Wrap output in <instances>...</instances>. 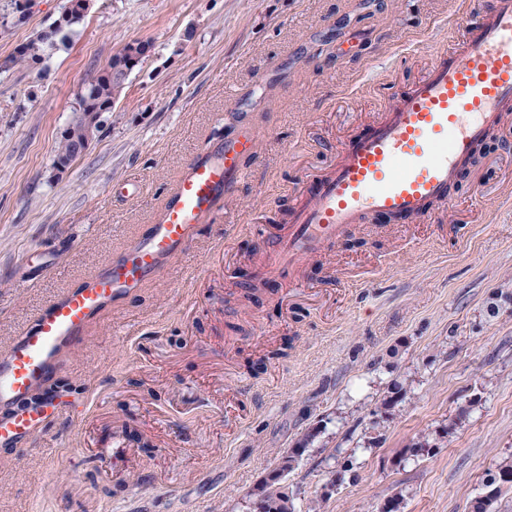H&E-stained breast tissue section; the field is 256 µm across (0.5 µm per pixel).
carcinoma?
<instances>
[{"label":"carcinoma","instance_id":"cac0c4a2","mask_svg":"<svg viewBox=\"0 0 512 512\" xmlns=\"http://www.w3.org/2000/svg\"><path fill=\"white\" fill-rule=\"evenodd\" d=\"M74 24L69 20L49 31L39 33L22 46L21 51L10 59L13 65H29L45 60L57 41L68 38L66 28ZM126 77H113L104 72L93 76L81 88L79 110L64 130L58 142L54 163L64 165L75 158L78 145L90 141L94 131L100 128L102 117L112 111L119 98ZM309 439L281 458L279 465L271 470L260 482L254 501V512H294L288 493L282 483L288 473L294 470L298 458L306 449ZM512 489V460L501 462L496 470L488 472L482 480V492L470 502V512H495V506L502 494Z\"/></svg>","mask_w":512,"mask_h":512}]
</instances>
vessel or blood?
<instances>
[{"label":"vessel or blood","mask_w":512,"mask_h":512,"mask_svg":"<svg viewBox=\"0 0 512 512\" xmlns=\"http://www.w3.org/2000/svg\"><path fill=\"white\" fill-rule=\"evenodd\" d=\"M468 38L452 57L400 96L369 134L341 148L330 175L301 193L295 224L274 241L270 273L285 274L333 246L372 213L432 221L476 146L512 115V0H464ZM249 135L225 139L182 174L153 224L88 282L50 302L0 350V446H15L64 413L60 402L30 407L88 325L112 304L157 280L196 237L218 199L230 198L255 153Z\"/></svg>","instance_id":"obj_1"}]
</instances>
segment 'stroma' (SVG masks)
<instances>
[{
  "instance_id": "35a3bbf8",
  "label": "stroma",
  "mask_w": 512,
  "mask_h": 512,
  "mask_svg": "<svg viewBox=\"0 0 512 512\" xmlns=\"http://www.w3.org/2000/svg\"><path fill=\"white\" fill-rule=\"evenodd\" d=\"M31 2L0 0V63L65 0ZM466 27L457 0H92L43 63L0 70V349L152 223L200 152L257 140L230 203L38 388L88 408L0 447V512H253L302 443L295 512L394 495L399 512H468L512 458V117L433 222L371 216L287 277L259 246ZM134 40L151 52L56 167L81 87Z\"/></svg>"
}]
</instances>
